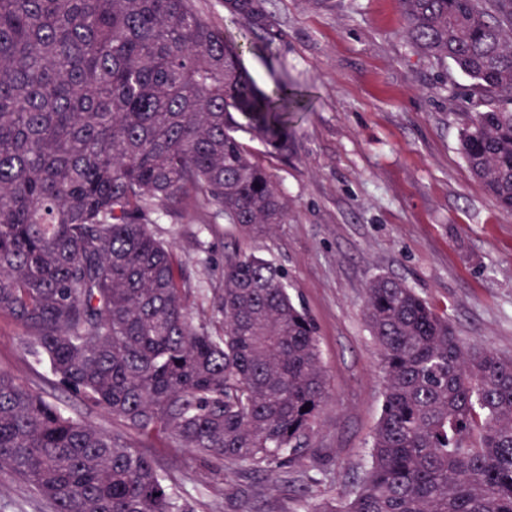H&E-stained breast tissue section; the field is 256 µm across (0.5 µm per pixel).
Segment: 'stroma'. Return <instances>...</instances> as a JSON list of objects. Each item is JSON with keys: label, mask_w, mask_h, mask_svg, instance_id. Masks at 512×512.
<instances>
[{"label": "stroma", "mask_w": 512, "mask_h": 512, "mask_svg": "<svg viewBox=\"0 0 512 512\" xmlns=\"http://www.w3.org/2000/svg\"><path fill=\"white\" fill-rule=\"evenodd\" d=\"M274 27L248 37L246 69L261 87L285 80L310 105L287 155L249 148L288 200V221L245 235L204 211L161 216L152 232L185 261L192 311L211 308L224 258L241 249L282 265L288 291L318 326L330 397L302 461L271 473L184 448L157 464L195 512H304L350 498L370 465L384 381L363 313L369 279L405 282L458 336L512 356V214L472 176L459 150L477 111L469 79L419 55L401 33L399 0H268ZM0 370L106 433L105 410L53 383L23 328L0 314Z\"/></svg>", "instance_id": "stroma-1"}]
</instances>
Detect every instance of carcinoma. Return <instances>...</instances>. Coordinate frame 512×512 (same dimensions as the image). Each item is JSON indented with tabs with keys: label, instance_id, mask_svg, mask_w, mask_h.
<instances>
[{
	"label": "carcinoma",
	"instance_id": "cac0c4a2",
	"mask_svg": "<svg viewBox=\"0 0 512 512\" xmlns=\"http://www.w3.org/2000/svg\"><path fill=\"white\" fill-rule=\"evenodd\" d=\"M264 0H224L256 35ZM422 55L472 81L460 150L512 214V0H400ZM246 44L192 0H0V314L65 392L143 447L0 372V467L51 512H194L153 456L175 444L273 472L329 396L317 327L288 273L236 253L192 316L186 263L150 230L211 210L250 234L288 201L241 134L288 153L304 96L262 91ZM384 405L353 496L307 512H512V357L463 341L388 275L366 288ZM307 411H302L303 407Z\"/></svg>",
	"mask_w": 512,
	"mask_h": 512
}]
</instances>
